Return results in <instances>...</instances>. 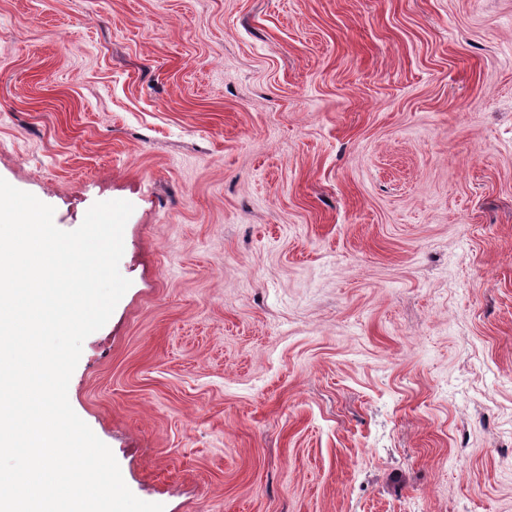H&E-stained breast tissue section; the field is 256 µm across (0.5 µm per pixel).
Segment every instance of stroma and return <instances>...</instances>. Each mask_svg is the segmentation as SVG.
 <instances>
[{"label": "stroma", "instance_id": "1", "mask_svg": "<svg viewBox=\"0 0 512 512\" xmlns=\"http://www.w3.org/2000/svg\"><path fill=\"white\" fill-rule=\"evenodd\" d=\"M0 178L134 206L68 386L165 512H512V0H0Z\"/></svg>", "mask_w": 512, "mask_h": 512}]
</instances>
